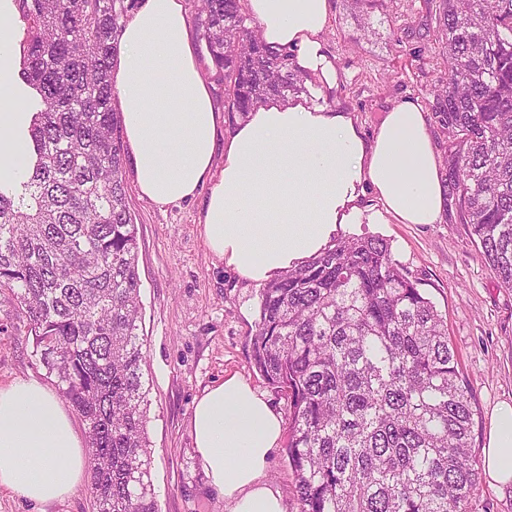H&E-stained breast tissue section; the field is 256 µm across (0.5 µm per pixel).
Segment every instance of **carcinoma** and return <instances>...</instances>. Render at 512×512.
<instances>
[{
	"label": "carcinoma",
	"mask_w": 512,
	"mask_h": 512,
	"mask_svg": "<svg viewBox=\"0 0 512 512\" xmlns=\"http://www.w3.org/2000/svg\"><path fill=\"white\" fill-rule=\"evenodd\" d=\"M21 76L39 108L33 172L0 186V290L87 426L93 512H158L150 478L137 226L113 108L123 0H16ZM199 39L228 111L284 101L307 77L199 0ZM448 78L434 95L450 205L512 290V0H439ZM256 369L289 401L299 512H469L479 483L472 392L448 325L380 237L332 246L266 283Z\"/></svg>",
	"instance_id": "carcinoma-1"
}]
</instances>
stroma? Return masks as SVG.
Listing matches in <instances>:
<instances>
[{
  "label": "stroma",
  "mask_w": 512,
  "mask_h": 512,
  "mask_svg": "<svg viewBox=\"0 0 512 512\" xmlns=\"http://www.w3.org/2000/svg\"><path fill=\"white\" fill-rule=\"evenodd\" d=\"M330 3L325 41L343 79L326 93L327 105L353 110L368 136L400 101L431 108L435 87L448 75L436 22L439 0H384L366 14L350 0ZM124 177L138 227L147 432L158 510L225 512L224 498L208 485L193 448V402L235 373L288 415L287 397L260 376L251 357L261 287L208 252L200 225L204 195L160 207L141 198L132 165H125ZM336 235L388 240L395 259L446 318L473 394L472 453L482 458L494 407L512 401V290L498 285L451 211L438 224H341ZM25 324L12 296L0 291V386L27 379L53 385ZM90 500L86 480L71 497L44 505L0 489V512H92Z\"/></svg>",
  "instance_id": "1"
}]
</instances>
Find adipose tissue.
Returning a JSON list of instances; mask_svg holds the SVG:
<instances>
[{"label":"adipose tissue","mask_w":512,"mask_h":512,"mask_svg":"<svg viewBox=\"0 0 512 512\" xmlns=\"http://www.w3.org/2000/svg\"><path fill=\"white\" fill-rule=\"evenodd\" d=\"M240 3L268 46L338 88L324 40L329 0ZM119 48L114 100L140 195L166 206L207 189L206 247L244 279L267 282L320 254L340 224L441 222L445 190L422 105L396 104L367 140L350 110L271 99L222 136L183 0H144L122 21ZM11 52L0 34V179L28 173L32 115L12 91ZM369 191L378 204L361 207ZM191 427L200 466L227 512H287L267 478L283 418L264 394L229 375L195 399ZM86 465L87 448L53 391L36 380L0 386V488L34 504L59 501L80 485ZM483 466L496 483H512L510 402L493 411Z\"/></svg>","instance_id":"1"}]
</instances>
